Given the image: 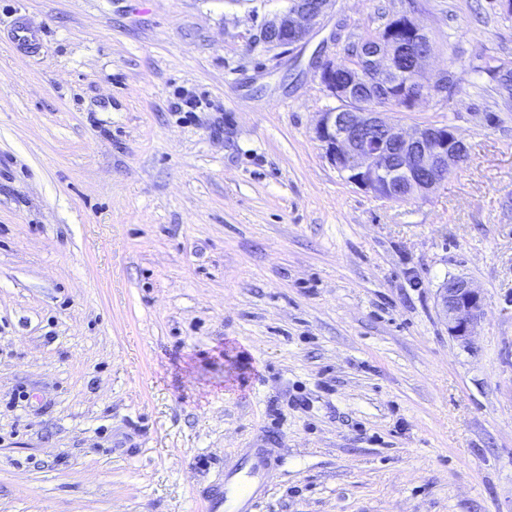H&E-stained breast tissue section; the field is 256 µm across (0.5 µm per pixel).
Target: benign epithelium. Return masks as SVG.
Returning a JSON list of instances; mask_svg holds the SVG:
<instances>
[{
	"mask_svg": "<svg viewBox=\"0 0 512 512\" xmlns=\"http://www.w3.org/2000/svg\"><path fill=\"white\" fill-rule=\"evenodd\" d=\"M334 0H288V7L266 20L261 40L270 49L304 41ZM432 51L425 27L401 14L370 42H361L347 64L327 60L319 78L339 106L320 113L314 129L326 157L346 180L387 202H402L436 189L467 158L454 131L437 125L402 128L383 117V109L412 110L425 98H443L451 75L423 77ZM437 307L448 334L464 347L472 343L485 313L484 298L462 276L446 279Z\"/></svg>",
	"mask_w": 512,
	"mask_h": 512,
	"instance_id": "1",
	"label": "benign epithelium"
}]
</instances>
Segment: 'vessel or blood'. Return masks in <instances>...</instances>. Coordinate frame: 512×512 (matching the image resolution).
<instances>
[{
    "mask_svg": "<svg viewBox=\"0 0 512 512\" xmlns=\"http://www.w3.org/2000/svg\"><path fill=\"white\" fill-rule=\"evenodd\" d=\"M279 458L272 448H243L224 464L223 490L206 512H257L268 491V476Z\"/></svg>",
    "mask_w": 512,
    "mask_h": 512,
    "instance_id": "1",
    "label": "vessel or blood"
}]
</instances>
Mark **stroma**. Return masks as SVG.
<instances>
[{"label":"stroma","mask_w":512,"mask_h":512,"mask_svg":"<svg viewBox=\"0 0 512 512\" xmlns=\"http://www.w3.org/2000/svg\"><path fill=\"white\" fill-rule=\"evenodd\" d=\"M287 5L0 0V512H201L241 448L284 458L260 512H512V16L336 0L268 50ZM400 13L452 80L387 116L468 157L388 203L316 140V66ZM437 307L448 334L464 347H470L475 329L485 313L484 298L462 276L448 277L438 288Z\"/></svg>","instance_id":"stroma-1"}]
</instances>
